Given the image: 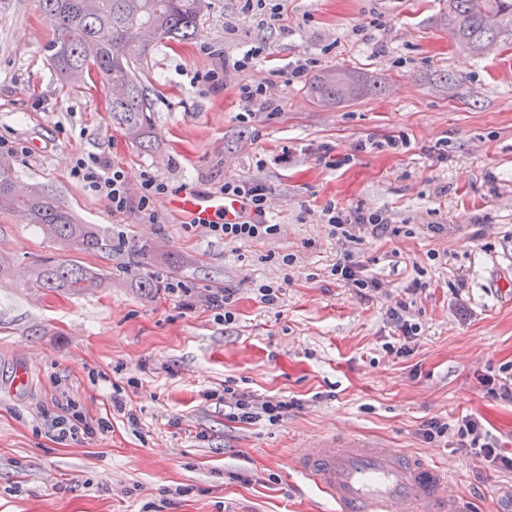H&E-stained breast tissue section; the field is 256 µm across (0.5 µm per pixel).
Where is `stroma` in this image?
<instances>
[{"label": "stroma", "instance_id": "35a3bbf8", "mask_svg": "<svg viewBox=\"0 0 512 512\" xmlns=\"http://www.w3.org/2000/svg\"><path fill=\"white\" fill-rule=\"evenodd\" d=\"M267 2L248 13L240 0H210L195 40L152 49L139 69L154 125L143 147L113 126L96 76L78 89L59 78L38 0H0V139L21 146L10 166L118 241L89 254L0 212V512H335L292 458L342 430L436 458L469 512H512L511 469L456 436L421 435L429 420L471 415L512 456V402L484 384L512 365V38L459 51L444 0ZM253 46L281 65L314 58L318 71L345 67L385 86L328 105L304 77L273 87L280 112L245 121L238 88L268 68L224 63ZM209 69L225 71L222 87L193 84ZM391 135L406 146L385 148ZM367 138L378 148L355 151ZM327 149L352 160L325 167ZM91 153L134 191L146 171L173 193L259 176L281 232L229 244L161 200L155 224L112 215L70 175ZM330 204L380 212L388 231L346 242L323 221ZM348 251L378 292L364 298L337 279ZM57 259L101 273V287L26 288L32 269ZM177 281L197 296L233 289V321L182 309L166 288ZM263 284L278 287L277 302H261ZM399 299L418 327L402 358L385 349ZM21 365L32 371L24 388L13 382ZM228 382L296 405L275 425L231 421L216 398ZM117 385L137 426L112 410ZM65 398L108 430L57 439L46 415Z\"/></svg>", "mask_w": 512, "mask_h": 512}]
</instances>
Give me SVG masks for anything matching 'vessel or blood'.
I'll return each instance as SVG.
<instances>
[{"instance_id": "obj_1", "label": "vessel or blood", "mask_w": 512, "mask_h": 512, "mask_svg": "<svg viewBox=\"0 0 512 512\" xmlns=\"http://www.w3.org/2000/svg\"><path fill=\"white\" fill-rule=\"evenodd\" d=\"M195 223L233 220L240 206L217 192L189 190L168 203ZM295 471L336 505V512H462L450 479L432 459L368 445L339 431L309 443L293 459Z\"/></svg>"}]
</instances>
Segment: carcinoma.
Here are the masks:
<instances>
[{"instance_id":"1","label":"carcinoma","mask_w":512,"mask_h":512,"mask_svg":"<svg viewBox=\"0 0 512 512\" xmlns=\"http://www.w3.org/2000/svg\"><path fill=\"white\" fill-rule=\"evenodd\" d=\"M55 40L51 61L71 84L95 73L120 94L108 100L112 124L131 141L147 142L153 130L151 105L136 66L159 43H190L209 0H39ZM448 28L458 46L476 55L512 33V0H448ZM375 81L351 70L313 77L309 92L321 101L344 103L373 94ZM0 211L17 213L48 237L87 253L112 252V234L83 224L45 185L21 191L9 169L0 168ZM101 285L98 273L73 261H50L26 287L84 291Z\"/></svg>"}]
</instances>
